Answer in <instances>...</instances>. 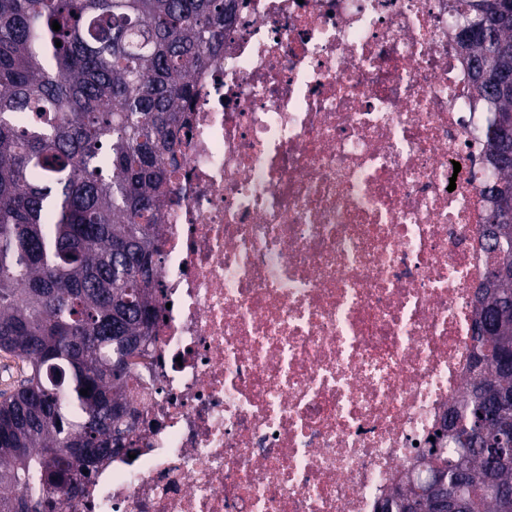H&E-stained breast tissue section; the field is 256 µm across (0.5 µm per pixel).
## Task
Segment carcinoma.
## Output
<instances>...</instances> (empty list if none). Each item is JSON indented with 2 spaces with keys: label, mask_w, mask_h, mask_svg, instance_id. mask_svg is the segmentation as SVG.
I'll use <instances>...</instances> for the list:
<instances>
[{
  "label": "carcinoma",
  "mask_w": 512,
  "mask_h": 512,
  "mask_svg": "<svg viewBox=\"0 0 512 512\" xmlns=\"http://www.w3.org/2000/svg\"><path fill=\"white\" fill-rule=\"evenodd\" d=\"M238 0H0V351L20 362L0 392V512H54L83 493L128 431L133 359L159 318L160 251L152 235L188 139L195 71L224 49ZM473 82L492 112L484 184L512 199V0H453ZM58 22L61 29L52 30ZM61 46H56V42ZM488 250L512 263V213L492 210ZM471 377L448 424L468 455L434 435L420 455L467 512H512L483 492L512 493L494 463L499 399L512 395V279L486 278ZM86 389L88 393L80 394ZM407 479L384 504L420 498Z\"/></svg>",
  "instance_id": "carcinoma-1"
}]
</instances>
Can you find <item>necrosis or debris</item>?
<instances>
[{
	"mask_svg": "<svg viewBox=\"0 0 512 512\" xmlns=\"http://www.w3.org/2000/svg\"><path fill=\"white\" fill-rule=\"evenodd\" d=\"M448 0H247L197 71L134 456L55 512H374L469 378L491 113Z\"/></svg>",
	"mask_w": 512,
	"mask_h": 512,
	"instance_id": "1",
	"label": "necrosis or debris"
}]
</instances>
